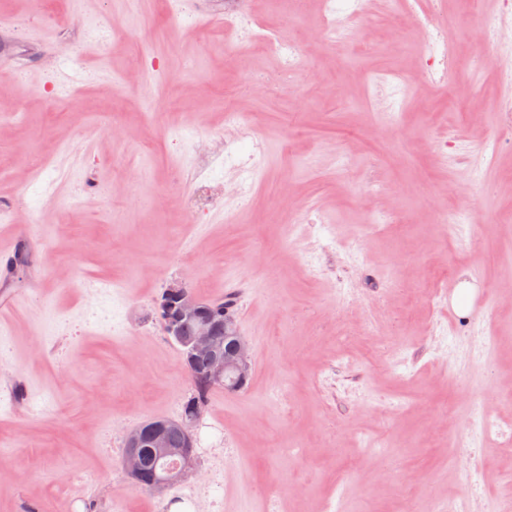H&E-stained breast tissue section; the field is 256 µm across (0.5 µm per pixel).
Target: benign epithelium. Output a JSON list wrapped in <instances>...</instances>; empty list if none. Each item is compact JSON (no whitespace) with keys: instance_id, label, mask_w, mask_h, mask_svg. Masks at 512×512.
<instances>
[{"instance_id":"benign-epithelium-1","label":"benign epithelium","mask_w":512,"mask_h":512,"mask_svg":"<svg viewBox=\"0 0 512 512\" xmlns=\"http://www.w3.org/2000/svg\"><path fill=\"white\" fill-rule=\"evenodd\" d=\"M205 299L196 293L185 279L170 281L157 301L166 321L165 330L186 356L207 352L211 356L210 377L215 383L224 384L227 391H236L250 376L252 347L238 323L233 319L213 321L205 314ZM186 319L196 320L193 335L182 337L181 325ZM231 339L230 349H224L219 336ZM196 418L178 420L158 419L128 431L125 436V461L132 479L140 477L144 469L145 449H152L157 460L154 475L149 482L151 489H168L193 467L192 459L180 449L170 445V435L177 431L190 437L194 435Z\"/></svg>"}]
</instances>
